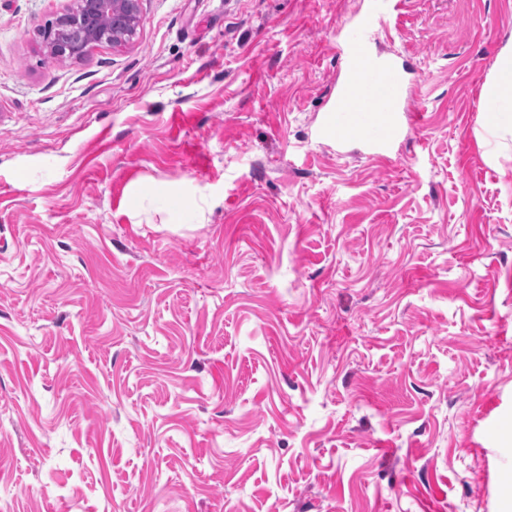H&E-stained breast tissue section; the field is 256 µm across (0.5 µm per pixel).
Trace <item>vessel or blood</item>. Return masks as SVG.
I'll use <instances>...</instances> for the list:
<instances>
[{"label": "vessel or blood", "mask_w": 512, "mask_h": 512, "mask_svg": "<svg viewBox=\"0 0 512 512\" xmlns=\"http://www.w3.org/2000/svg\"><path fill=\"white\" fill-rule=\"evenodd\" d=\"M399 0H364L342 32V76L324 111L319 135L339 144L357 142L368 157L383 159L399 146L408 111L406 67L373 47Z\"/></svg>", "instance_id": "b4317fda"}]
</instances>
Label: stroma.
<instances>
[{"label":"stroma","instance_id":"stroma-1","mask_svg":"<svg viewBox=\"0 0 512 512\" xmlns=\"http://www.w3.org/2000/svg\"><path fill=\"white\" fill-rule=\"evenodd\" d=\"M0 0V512H512V0H405L420 121L320 140L362 0ZM40 28L44 47L54 60H81L93 45L112 47L136 35L141 0H79ZM500 57L505 64L498 67L485 88L496 102L492 112L499 113L503 123L512 127V43L502 49Z\"/></svg>","mask_w":512,"mask_h":512}]
</instances>
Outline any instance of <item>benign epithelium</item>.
I'll return each instance as SVG.
<instances>
[{"mask_svg":"<svg viewBox=\"0 0 512 512\" xmlns=\"http://www.w3.org/2000/svg\"><path fill=\"white\" fill-rule=\"evenodd\" d=\"M141 0H76L73 6L40 29L44 47L54 60H80L94 45L112 47L136 35Z\"/></svg>","mask_w":512,"mask_h":512,"instance_id":"benign-epithelium-1","label":"benign epithelium"}]
</instances>
